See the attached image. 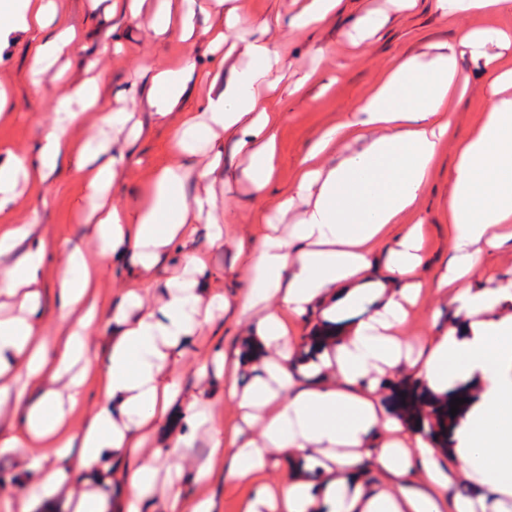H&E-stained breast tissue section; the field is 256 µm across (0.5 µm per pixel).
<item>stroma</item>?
I'll return each mask as SVG.
<instances>
[{"label":"stroma","mask_w":512,"mask_h":512,"mask_svg":"<svg viewBox=\"0 0 512 512\" xmlns=\"http://www.w3.org/2000/svg\"><path fill=\"white\" fill-rule=\"evenodd\" d=\"M61 12L83 31L80 44L73 47V57L97 62L104 71L103 99L107 110L121 108L118 96L130 83L137 63L153 66L165 64L172 56L183 54L198 64L220 69L222 53L211 52L205 39L187 43L170 40L168 44L154 41L146 21L118 22L116 29L88 21L87 0H56ZM387 0H341L336 12L316 28L299 31L285 28L276 38L286 47L291 64L289 80H296L308 71L316 77L299 95H276L268 99L269 108L283 114L277 131L278 168L272 182L265 188L261 200L248 194L233 192L228 196L230 209L225 216L226 229L261 240L267 227L253 221L256 205L274 209L281 197L292 191L294 173L309 145L320 132L348 119L359 100L377 81L389 58L420 52L424 45L452 41L456 26L470 28L511 27L512 16L472 14L450 24L432 8L430 0H419L417 8L403 13L390 12L385 27L354 49L336 40L338 30L349 28L368 10H387ZM31 37L19 35L0 49V84L9 88L12 104L0 115V155L12 152L35 157L38 144L53 120V101L57 87L50 76L36 77L30 72ZM325 47L323 57H316V47ZM463 72L469 78V92L458 102L454 114L457 135L466 134L480 120L489 100L487 87L480 70L471 61H464ZM200 98L190 94L182 99L176 114L166 120H156L150 112L136 111L135 117L144 126V135L134 146H127L123 135L113 137L114 152H132L133 160L126 167L122 181L114 194L115 202L133 204L135 192L148 180L154 169L170 159V137L180 112L198 109ZM455 157L454 144H446L435 178L421 198L417 218L423 219L426 233L425 262L418 272L423 284L418 304L411 308L403 328V336L420 346L438 335L455 320L449 299L436 287L440 274L449 266L453 253L448 244V226L442 211L448 198V170ZM82 185L72 168L63 169L53 178L47 190L24 192L16 201L20 216L31 211L39 213V233L47 242L44 275L48 289L42 302L41 328L47 335H57L61 329L53 284L58 276L62 241L85 242V227L76 218L85 207ZM197 252L203 254L209 271L214 274L228 298H235L248 284L247 263L227 247L211 246L206 230H199ZM473 281L485 288H497L512 283V240L486 249ZM249 324L232 313H225L199 336L186 345L184 356L176 367L183 397L203 394L201 412L213 416L225 427L238 420L234 402L224 398V374L213 361L216 353L241 349L248 338ZM207 370L200 378L199 370ZM210 439L206 428H199L197 437L188 449V461L181 474H174L167 462H160L151 494L154 505H161L169 491L170 482H177L185 501L184 512H193L195 503L211 500L214 512H243V504L252 493L251 482L239 479L227 460L217 462L210 476H197L196 470L206 463ZM29 473L24 456L0 449V512H11Z\"/></svg>","instance_id":"stroma-1"}]
</instances>
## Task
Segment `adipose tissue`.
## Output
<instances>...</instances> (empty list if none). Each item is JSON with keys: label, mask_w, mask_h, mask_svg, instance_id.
<instances>
[{"label": "adipose tissue", "mask_w": 512, "mask_h": 512, "mask_svg": "<svg viewBox=\"0 0 512 512\" xmlns=\"http://www.w3.org/2000/svg\"><path fill=\"white\" fill-rule=\"evenodd\" d=\"M110 18L146 17L155 40L208 37L227 46L240 65L228 79L183 59L172 67L139 66L145 84L131 83L123 98L165 119L190 92L201 111L182 113L170 160L140 190L135 204L112 199L126 157L112 151L110 130L138 140L143 126L131 113L103 109L101 77L85 79L54 100V118L35 158L0 160V303L17 314L0 316V406L20 423L0 446L30 454L32 480L19 512L55 497L71 477L87 489L70 501L72 512H108L95 486L109 482L110 462L139 455L169 407L181 402L186 430L168 437L167 457L181 460L200 426L198 398L182 399L169 368L181 345L228 310L252 322L261 367L246 388L237 385L238 362L224 366V397L235 401L239 421L226 434L209 426L211 458L231 453L235 473L247 480L281 467L284 486L260 484L243 512H512V313L499 310L500 289H473L470 277L484 247L497 246L512 223V35L500 29H460L452 42L392 59L350 119L325 130L306 150L293 189L275 212L256 209L254 221L268 232L259 248L246 237L226 239L219 192L246 182L262 192L277 171L281 112L266 101L280 88L287 58L273 32L280 18L240 12L236 0H88ZM38 32L30 49L31 71L43 76L69 57L82 37L55 0H0V46L19 32ZM471 59L486 75L493 99L480 122L456 136L451 114L466 94L460 68ZM86 112L101 115L107 132L75 135ZM231 137L238 164H225L222 137ZM455 160L448 171L443 220L450 227L454 263L438 281L456 306L458 321L425 348L402 336L415 306L424 262L422 221L412 220L448 140ZM73 167L90 208L83 217L87 245L61 249L63 271L54 289L60 338L47 339L37 319L45 291V243L39 218L18 223L15 203L24 188H42ZM193 195H186L188 182ZM305 207L294 211L295 199ZM294 221L277 232L286 215ZM213 245L231 244L248 257L244 294L230 301L201 282L206 269L193 249L198 225ZM405 230L395 240L375 289L363 286L371 255L386 229ZM166 294L148 296L154 270L172 249ZM126 262L137 286L125 292L111 315L99 314L95 290L112 260ZM370 312L337 328L315 360L303 361L285 325L311 310L324 317L355 305ZM112 324L105 355L90 344L92 333ZM100 375L101 399L80 432L66 429L88 374ZM403 375L424 381L436 395L469 387L472 399L443 451L437 440L392 416L381 384ZM42 386L40 398L24 400V385ZM51 448L54 459L41 456ZM451 466H444L442 457ZM140 457V455H139ZM157 455L140 457L120 474L128 512H141L157 474ZM381 473L371 481L368 468ZM468 491L445 499L453 478Z\"/></svg>", "instance_id": "ef3b65f1"}]
</instances>
